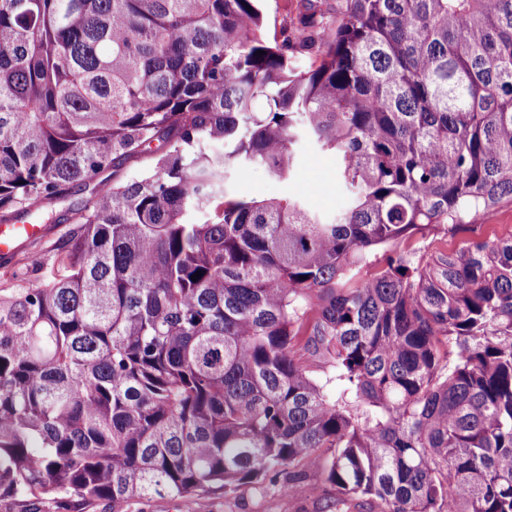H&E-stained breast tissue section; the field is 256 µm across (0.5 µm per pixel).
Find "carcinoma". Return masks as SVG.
<instances>
[{"mask_svg": "<svg viewBox=\"0 0 512 512\" xmlns=\"http://www.w3.org/2000/svg\"><path fill=\"white\" fill-rule=\"evenodd\" d=\"M259 2L0 0V223L93 184L0 288V500L512 512V234L448 248L512 202V0ZM309 145L335 215L230 190ZM87 196L88 191L83 185L70 188L65 201L56 208L57 223L50 224L47 236L38 246V250L50 246L64 234L71 225L67 219L70 215L68 209L78 206ZM321 498L311 494L305 486H296L290 495L279 486H249L208 501L195 497L134 501L127 512H199L201 504L206 505L208 512H321Z\"/></svg>", "mask_w": 512, "mask_h": 512, "instance_id": "carcinoma-1", "label": "carcinoma"}]
</instances>
